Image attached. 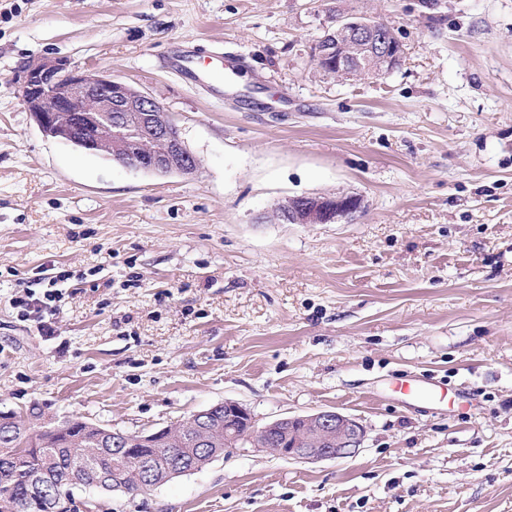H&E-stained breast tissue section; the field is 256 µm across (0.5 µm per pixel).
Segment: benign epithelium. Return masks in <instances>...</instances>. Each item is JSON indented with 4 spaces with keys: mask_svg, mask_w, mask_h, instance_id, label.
<instances>
[{
    "mask_svg": "<svg viewBox=\"0 0 512 512\" xmlns=\"http://www.w3.org/2000/svg\"><path fill=\"white\" fill-rule=\"evenodd\" d=\"M335 26L348 33L358 48L376 45V57L388 71L402 57L403 47L386 44L377 36L376 25L364 19L334 18ZM21 100L42 132L63 143H75L92 154L112 157V150L125 149L143 139L156 140L161 149L144 166L126 156L115 157L122 165L159 176L172 173L191 175L197 159L180 136H173V122L163 105L146 93L112 79L94 68L79 69L61 58H46L22 69ZM361 208L355 195L296 197L284 204L294 224H328L354 216ZM303 421L310 429L306 443L292 440L289 427ZM258 431L263 439L278 440L277 454L301 462L351 458L358 454L364 439L363 425L335 410H319L307 415L279 418Z\"/></svg>",
    "mask_w": 512,
    "mask_h": 512,
    "instance_id": "benign-epithelium-1",
    "label": "benign epithelium"
}]
</instances>
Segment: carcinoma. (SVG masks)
<instances>
[{"label": "carcinoma", "mask_w": 512, "mask_h": 512, "mask_svg": "<svg viewBox=\"0 0 512 512\" xmlns=\"http://www.w3.org/2000/svg\"><path fill=\"white\" fill-rule=\"evenodd\" d=\"M375 66L368 50L358 53L351 75H369ZM201 416L208 430L206 448L194 445L197 430L179 424L155 439L153 446L141 444V434L127 433L122 447L130 460L115 457L112 436L105 427L80 420H67L31 431V421L42 413L33 407L16 416L12 428L0 429V512H71L73 490L95 488L97 470L109 471L110 492L148 491L173 478L172 471H198L224 454L249 441L246 423L230 422L236 436L224 432V408H206Z\"/></svg>", "instance_id": "cac0c4a2"}]
</instances>
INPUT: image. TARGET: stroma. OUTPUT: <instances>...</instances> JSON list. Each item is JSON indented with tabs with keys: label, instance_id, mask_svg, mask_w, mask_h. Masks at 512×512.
<instances>
[{
	"label": "stroma",
	"instance_id": "obj_1",
	"mask_svg": "<svg viewBox=\"0 0 512 512\" xmlns=\"http://www.w3.org/2000/svg\"><path fill=\"white\" fill-rule=\"evenodd\" d=\"M404 47L380 76L313 55L329 0H0V411L123 432L227 400L257 425L333 409L352 458L260 448L77 512H512V0H344ZM235 57L223 96L168 64ZM157 100L198 160L157 176L47 137L16 78L42 58ZM354 218L271 221L296 196ZM73 272L47 341L11 305ZM467 393L414 405L395 378Z\"/></svg>",
	"mask_w": 512,
	"mask_h": 512
}]
</instances>
